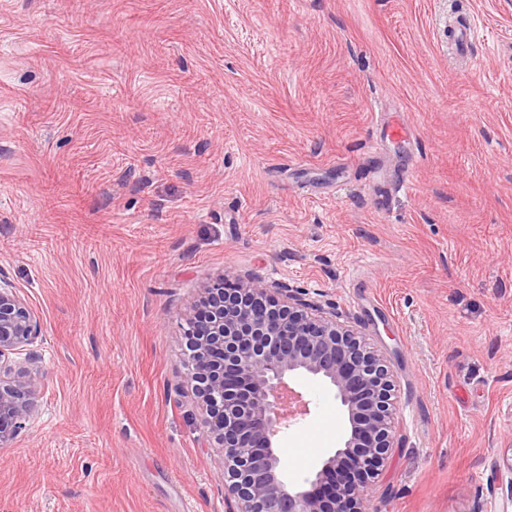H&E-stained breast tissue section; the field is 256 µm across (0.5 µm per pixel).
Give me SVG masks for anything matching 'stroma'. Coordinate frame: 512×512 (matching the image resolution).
<instances>
[{
	"instance_id": "stroma-1",
	"label": "stroma",
	"mask_w": 512,
	"mask_h": 512,
	"mask_svg": "<svg viewBox=\"0 0 512 512\" xmlns=\"http://www.w3.org/2000/svg\"><path fill=\"white\" fill-rule=\"evenodd\" d=\"M469 21L468 70L448 29ZM379 112L408 134L377 157ZM226 274L320 294L386 355L370 512H502L512 0H0V280L41 330L0 512H224L182 328ZM294 386L300 482L343 415Z\"/></svg>"
}]
</instances>
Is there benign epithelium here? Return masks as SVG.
<instances>
[{
  "instance_id": "7a95c632",
  "label": "benign epithelium",
  "mask_w": 512,
  "mask_h": 512,
  "mask_svg": "<svg viewBox=\"0 0 512 512\" xmlns=\"http://www.w3.org/2000/svg\"><path fill=\"white\" fill-rule=\"evenodd\" d=\"M39 333L0 280V444L25 428L36 391L31 373H13L10 355ZM183 336L203 434L221 453L224 512H367L395 436L394 378L381 353L306 291L259 276L225 275L203 289ZM294 376L326 381L346 416L342 446L301 484L280 456L281 433L309 414Z\"/></svg>"
}]
</instances>
